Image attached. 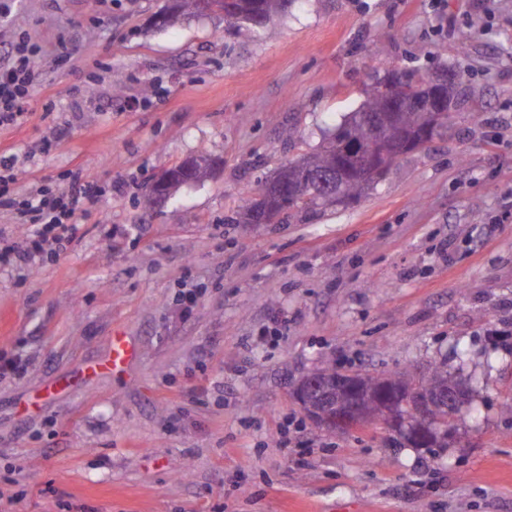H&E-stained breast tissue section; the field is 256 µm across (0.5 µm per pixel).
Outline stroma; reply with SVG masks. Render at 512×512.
<instances>
[{
  "label": "stroma",
  "mask_w": 512,
  "mask_h": 512,
  "mask_svg": "<svg viewBox=\"0 0 512 512\" xmlns=\"http://www.w3.org/2000/svg\"><path fill=\"white\" fill-rule=\"evenodd\" d=\"M162 4L0 5V44L29 36L43 73L0 129L16 198L96 188L66 250L0 267V356L25 363L0 371V512H512V0H295L267 33L159 30ZM416 63L465 71L444 140L356 202L236 223L374 74ZM194 155L212 177L144 208ZM117 334L136 353L107 370ZM442 359L470 402L433 452L291 395L326 362ZM287 164L283 165L276 173V175L272 178L274 179L282 169L286 168ZM272 179L265 180L260 183L257 189V199L247 200L241 206V209L238 213V223L239 224H258V209L260 205V198L266 195L268 184Z\"/></svg>",
  "instance_id": "35a3bbf8"
}]
</instances>
